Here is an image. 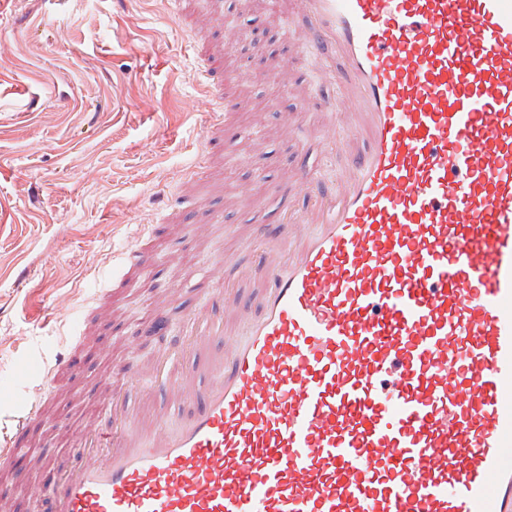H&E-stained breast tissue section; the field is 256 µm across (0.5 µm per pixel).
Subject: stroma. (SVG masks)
Wrapping results in <instances>:
<instances>
[{"mask_svg": "<svg viewBox=\"0 0 512 512\" xmlns=\"http://www.w3.org/2000/svg\"><path fill=\"white\" fill-rule=\"evenodd\" d=\"M198 31L168 14L167 0H0V412L26 398V365L77 336L79 375L60 373L44 402V421L14 467L5 512H51L49 479L39 469L46 440L61 446L67 470L76 435L105 423L81 402L83 389L111 373L148 368L176 336L139 334L154 309L173 325L216 287H239L257 313L246 270L251 225L276 226L285 205L268 184L296 170L336 172L322 162L346 129L324 108L336 88L306 58L304 17L291 0H224V21L208 39L224 47L233 115L224 150L212 160L202 210L164 221L169 194L201 160L214 105L195 82L191 42ZM284 64L280 80L271 61ZM270 164L258 175L254 159ZM224 214L207 231L209 210ZM149 262L124 273L125 253Z\"/></svg>", "mask_w": 512, "mask_h": 512, "instance_id": "obj_1", "label": "stroma"}]
</instances>
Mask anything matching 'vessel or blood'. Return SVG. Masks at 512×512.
Returning a JSON list of instances; mask_svg holds the SVG:
<instances>
[{
  "mask_svg": "<svg viewBox=\"0 0 512 512\" xmlns=\"http://www.w3.org/2000/svg\"><path fill=\"white\" fill-rule=\"evenodd\" d=\"M330 112L364 130L293 185L236 338L209 307L148 374L105 378L54 512H512V0H295ZM219 48L200 82L223 95ZM189 411H182L184 400ZM37 401L0 416L8 467Z\"/></svg>",
  "mask_w": 512,
  "mask_h": 512,
  "instance_id": "b4317fda",
  "label": "vessel or blood"
}]
</instances>
